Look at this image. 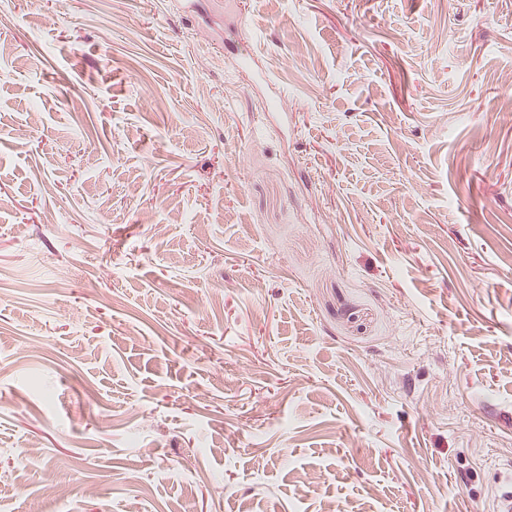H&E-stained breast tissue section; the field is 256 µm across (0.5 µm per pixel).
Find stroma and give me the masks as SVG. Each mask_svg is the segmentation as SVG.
I'll use <instances>...</instances> for the list:
<instances>
[{
	"instance_id": "stroma-1",
	"label": "stroma",
	"mask_w": 512,
	"mask_h": 512,
	"mask_svg": "<svg viewBox=\"0 0 512 512\" xmlns=\"http://www.w3.org/2000/svg\"><path fill=\"white\" fill-rule=\"evenodd\" d=\"M240 2L0 0V512H495L512 0Z\"/></svg>"
}]
</instances>
